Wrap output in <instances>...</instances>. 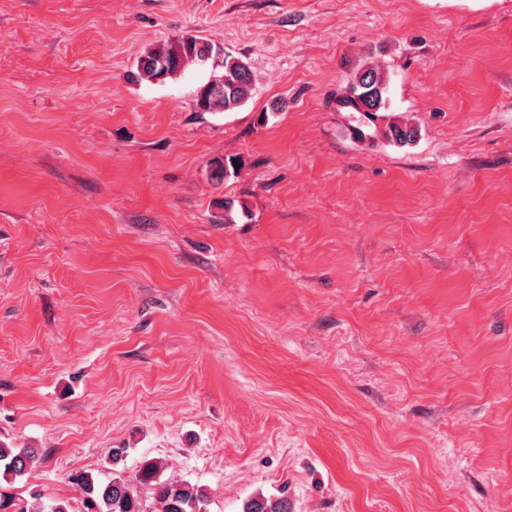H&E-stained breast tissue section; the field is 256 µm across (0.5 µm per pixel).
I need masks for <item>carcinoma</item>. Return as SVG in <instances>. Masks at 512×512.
Listing matches in <instances>:
<instances>
[{"mask_svg":"<svg viewBox=\"0 0 512 512\" xmlns=\"http://www.w3.org/2000/svg\"><path fill=\"white\" fill-rule=\"evenodd\" d=\"M221 49L193 35L155 46L146 52L137 66L138 75L149 81L164 80L191 65L202 64ZM223 71L213 76L198 91L196 108L200 112H226L241 106L248 100L254 85V76L249 66L240 58L224 55ZM386 90L384 74L375 68L359 72L351 84L348 100L354 109L373 122L385 105ZM391 140L399 145L415 142L419 136L416 127L405 122H391L388 126ZM37 457L33 448H13L0 443V477L15 479L25 474ZM161 465L148 460L130 480L120 475L104 480L89 474L73 477L83 493L84 512H207L208 497L198 487L183 483H167L157 480ZM149 484L159 509L154 511L134 493L132 482ZM33 503L0 495V512H70L65 502L55 501L44 506L42 494L30 493ZM242 512H290L288 501L270 502L262 498H251L244 502Z\"/></svg>","mask_w":512,"mask_h":512,"instance_id":"carcinoma-1","label":"carcinoma"}]
</instances>
